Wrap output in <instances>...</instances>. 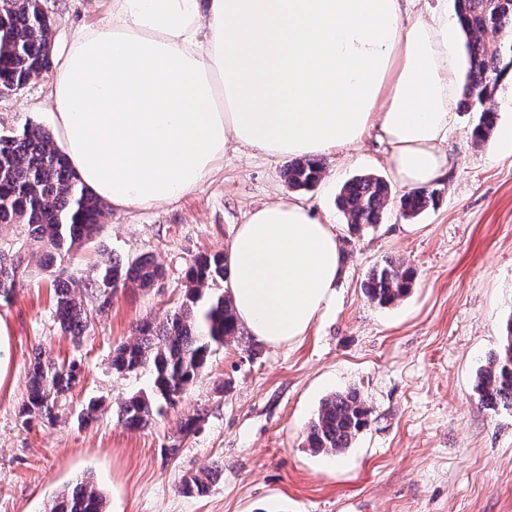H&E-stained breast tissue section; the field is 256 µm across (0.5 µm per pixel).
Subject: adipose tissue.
Here are the masks:
<instances>
[{
  "mask_svg": "<svg viewBox=\"0 0 512 512\" xmlns=\"http://www.w3.org/2000/svg\"><path fill=\"white\" fill-rule=\"evenodd\" d=\"M461 28L428 0H109L61 52L51 133L91 193L119 210L192 192L230 147L320 158L375 131L407 190L446 171ZM230 294L272 346L336 297L334 225L278 199L236 225Z\"/></svg>",
  "mask_w": 512,
  "mask_h": 512,
  "instance_id": "ef3b65f1",
  "label": "adipose tissue"
}]
</instances>
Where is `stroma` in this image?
I'll use <instances>...</instances> for the list:
<instances>
[{
  "label": "stroma",
  "instance_id": "1",
  "mask_svg": "<svg viewBox=\"0 0 512 512\" xmlns=\"http://www.w3.org/2000/svg\"><path fill=\"white\" fill-rule=\"evenodd\" d=\"M62 46L105 16L103 0H41ZM53 74L0 96V125L22 117L45 127ZM476 113L462 112L448 136L449 165L435 187L439 201L417 218L391 206L381 224L351 234L336 206L354 176L389 177L387 146L376 133L324 157L321 180L289 187L287 159L230 150L194 191L156 207L113 213L99 236L74 254L87 268L108 256L153 257L163 277L153 288H124L105 312H93L81 344L59 328L53 274L32 272L0 306L8 323L10 365L0 385V512H47L63 488L91 476L108 512H512V408L490 410L473 390L479 370L499 349L512 314V150L494 139L474 145ZM293 196L342 238L339 297L292 346L253 338L213 353L202 378L176 408L132 431L117 406L148 389L149 371L112 369L113 349L133 327L163 319L188 285L197 256L224 252L235 225L254 207ZM417 272L408 296L388 307L370 302L361 283L382 259ZM77 361L82 379L57 405L54 423L22 426L35 352ZM356 390L370 425L336 455L308 448L305 438L321 401ZM91 402L106 411L85 424ZM202 413L197 431L179 433L182 418ZM180 441L176 457L165 450ZM206 467L221 471L208 496L181 494L182 478Z\"/></svg>",
  "mask_w": 512,
  "mask_h": 512
}]
</instances>
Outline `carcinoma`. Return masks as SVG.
I'll return each mask as SVG.
<instances>
[{
  "mask_svg": "<svg viewBox=\"0 0 512 512\" xmlns=\"http://www.w3.org/2000/svg\"><path fill=\"white\" fill-rule=\"evenodd\" d=\"M455 14L466 36L467 83L459 108L478 113L471 129L476 145L485 143L496 125L493 108L498 83L512 70V0H455ZM488 32L501 39L485 40ZM52 23L37 0H0V94L21 90L50 70ZM324 172L320 159L303 157L288 164L285 176L293 189L309 188ZM428 189L403 194L401 213L413 217L434 201ZM393 201L386 179L356 176L341 188L336 205L349 232L356 234L381 223ZM110 212L103 202L76 178L66 157L55 147L51 134L26 120L0 128V224L23 228L40 249L38 267L45 271L70 259L74 249L97 237ZM24 259L0 249V303H9L23 281ZM162 269L147 257L113 256L103 266L84 273L80 269L55 288V315L64 334L78 340L86 333L90 314L84 299L103 311L122 288H150ZM416 270L401 260L386 258L369 269L362 288L366 297L389 306L405 297ZM189 285L175 310L156 322L145 320L135 328L134 339L116 347L112 369L119 372L149 370L150 389L122 402L119 421L130 430H144L152 422L157 404L174 405L207 367L213 352L239 342L240 327L226 283L229 270L224 254L201 255L187 273ZM81 375L75 361H54L37 354L31 363L26 398L18 416L23 425L51 421L58 398ZM474 391L485 406L512 408V318L500 349L479 371ZM371 411L356 390L334 393L322 400L306 437L308 447L329 454L349 447L369 424ZM218 477L210 468L183 477L179 492L205 497ZM104 492L85 476L59 493L48 512H106Z\"/></svg>",
  "mask_w": 512,
  "mask_h": 512,
  "instance_id": "carcinoma-1",
  "label": "carcinoma"
}]
</instances>
